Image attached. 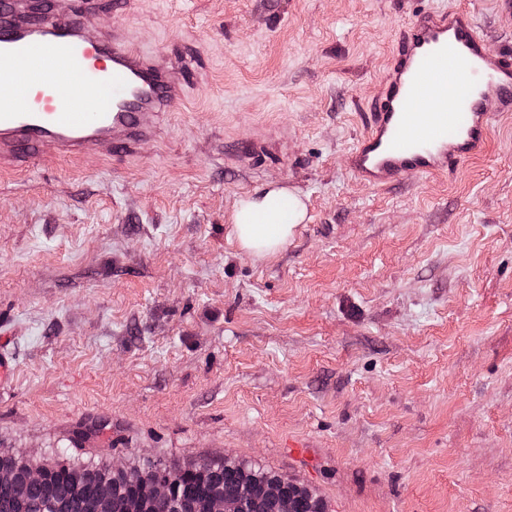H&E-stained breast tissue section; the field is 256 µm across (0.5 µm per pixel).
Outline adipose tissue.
Here are the masks:
<instances>
[{"instance_id":"obj_1","label":"adipose tissue","mask_w":512,"mask_h":512,"mask_svg":"<svg viewBox=\"0 0 512 512\" xmlns=\"http://www.w3.org/2000/svg\"><path fill=\"white\" fill-rule=\"evenodd\" d=\"M305 217V205L284 187H272L241 201L233 233L241 249L257 257L276 252Z\"/></svg>"}]
</instances>
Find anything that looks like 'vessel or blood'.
Segmentation results:
<instances>
[{"label": "vessel or blood", "instance_id": "b4317fda", "mask_svg": "<svg viewBox=\"0 0 512 512\" xmlns=\"http://www.w3.org/2000/svg\"><path fill=\"white\" fill-rule=\"evenodd\" d=\"M97 0H0V169L44 158L135 154L176 104L183 70L148 57L125 31L88 33ZM512 112V51L489 53L465 9L419 10L350 153L364 184L454 174L485 153L489 104Z\"/></svg>", "mask_w": 512, "mask_h": 512}]
</instances>
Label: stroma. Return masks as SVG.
<instances>
[{
	"label": "stroma",
	"mask_w": 512,
	"mask_h": 512,
	"mask_svg": "<svg viewBox=\"0 0 512 512\" xmlns=\"http://www.w3.org/2000/svg\"><path fill=\"white\" fill-rule=\"evenodd\" d=\"M421 5L512 49L498 0ZM412 9L111 0L96 29L190 79L135 155L0 171V452L228 455L326 512H512V112L451 177L349 166ZM270 186L306 215L259 258L233 216Z\"/></svg>",
	"instance_id": "stroma-1"
}]
</instances>
